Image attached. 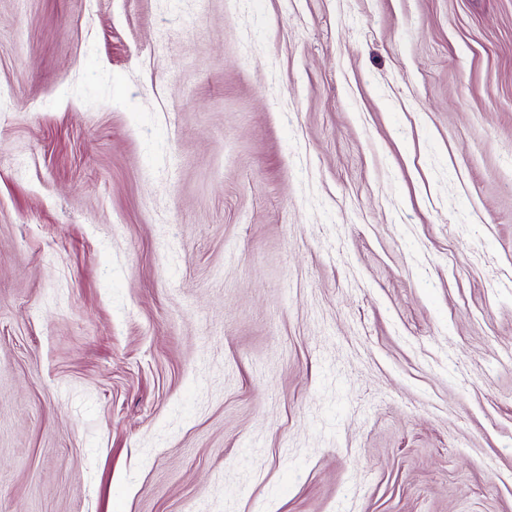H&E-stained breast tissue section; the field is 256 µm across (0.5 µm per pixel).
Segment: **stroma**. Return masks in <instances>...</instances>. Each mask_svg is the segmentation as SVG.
Segmentation results:
<instances>
[{
	"instance_id": "stroma-1",
	"label": "stroma",
	"mask_w": 512,
	"mask_h": 512,
	"mask_svg": "<svg viewBox=\"0 0 512 512\" xmlns=\"http://www.w3.org/2000/svg\"><path fill=\"white\" fill-rule=\"evenodd\" d=\"M512 512V0H0V512Z\"/></svg>"
}]
</instances>
